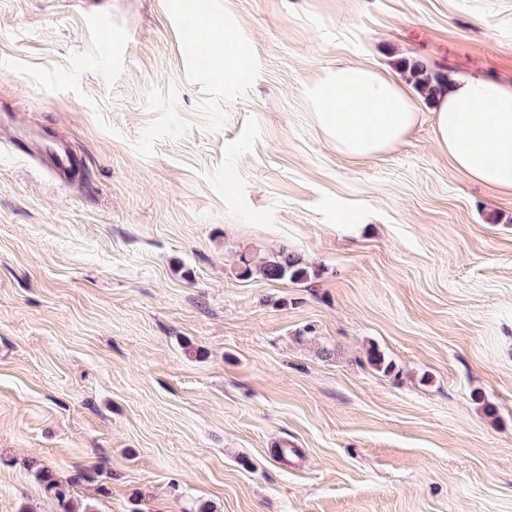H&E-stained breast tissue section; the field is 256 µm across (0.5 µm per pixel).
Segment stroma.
<instances>
[{
	"mask_svg": "<svg viewBox=\"0 0 512 512\" xmlns=\"http://www.w3.org/2000/svg\"><path fill=\"white\" fill-rule=\"evenodd\" d=\"M228 18L243 82L192 62ZM408 58L511 82L512 0H0V512H56L37 464L97 512H512V197L304 101ZM284 247L316 277H242ZM20 148L25 153L37 155L53 173L61 178L73 179L77 176L72 174L77 166L76 155L66 142L28 143Z\"/></svg>",
	"mask_w": 512,
	"mask_h": 512,
	"instance_id": "obj_1",
	"label": "stroma"
}]
</instances>
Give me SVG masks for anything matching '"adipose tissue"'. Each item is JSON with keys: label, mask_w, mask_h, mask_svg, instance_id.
Wrapping results in <instances>:
<instances>
[{"label": "adipose tissue", "mask_w": 512, "mask_h": 512, "mask_svg": "<svg viewBox=\"0 0 512 512\" xmlns=\"http://www.w3.org/2000/svg\"><path fill=\"white\" fill-rule=\"evenodd\" d=\"M304 99L342 157L364 161L385 154L427 118L456 171L494 195L512 197V82L453 77L425 117L391 72L340 62L306 84Z\"/></svg>", "instance_id": "obj_1"}]
</instances>
